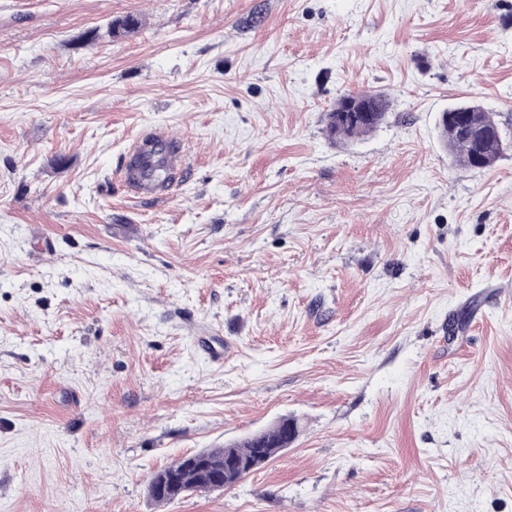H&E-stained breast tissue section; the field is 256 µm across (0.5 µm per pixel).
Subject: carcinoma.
Wrapping results in <instances>:
<instances>
[{"label": "carcinoma", "mask_w": 512, "mask_h": 512, "mask_svg": "<svg viewBox=\"0 0 512 512\" xmlns=\"http://www.w3.org/2000/svg\"><path fill=\"white\" fill-rule=\"evenodd\" d=\"M142 24L141 18L128 15L112 21L110 29L115 35L136 31ZM353 96L366 101L374 112L375 120L365 121L352 116L346 106L347 95H342L326 115V134L329 139L349 143L362 139L375 132L386 118L391 102L386 94L376 91H357ZM464 107L458 103L441 114L439 133L442 144L463 167L477 169L478 158L485 160L486 166H491L500 155L512 147V135L503 131L495 122L492 114L479 109L481 123L493 131L492 136L482 138L469 136L462 132L451 114ZM288 424L286 418L279 420L269 429L245 437L244 439L226 445L222 448L202 450L194 456H184L169 466L156 472L151 478L147 491L149 498L164 504L181 498L193 492H208V474L190 466L191 458L199 462L228 463L230 461L244 468L258 469L263 464L274 459L280 452L288 448Z\"/></svg>", "instance_id": "1"}]
</instances>
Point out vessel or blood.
<instances>
[{
  "label": "vessel or blood",
  "instance_id": "vessel-or-blood-1",
  "mask_svg": "<svg viewBox=\"0 0 512 512\" xmlns=\"http://www.w3.org/2000/svg\"><path fill=\"white\" fill-rule=\"evenodd\" d=\"M176 138L168 130L157 128L129 147L118 176L125 187L139 195L152 194L156 185L186 171L185 153L173 150Z\"/></svg>",
  "mask_w": 512,
  "mask_h": 512
}]
</instances>
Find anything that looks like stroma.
Wrapping results in <instances>:
<instances>
[{
  "instance_id": "obj_1",
  "label": "stroma",
  "mask_w": 512,
  "mask_h": 512,
  "mask_svg": "<svg viewBox=\"0 0 512 512\" xmlns=\"http://www.w3.org/2000/svg\"><path fill=\"white\" fill-rule=\"evenodd\" d=\"M467 100L512 129V0H0V512H512V149L455 161ZM154 127L193 162L138 197ZM353 95L366 101L376 117L373 121L353 118L346 106V99ZM391 102L386 94L376 91L349 92L339 97L326 115V134L329 139L349 143L362 139L375 132L386 118ZM288 424L293 425L294 436L296 426L288 418H283L259 434L247 436L238 442L225 445L224 448L196 452L194 456L197 463L207 461L226 465L229 461H233L245 469L253 468L252 472H254L288 448L292 439L288 440ZM190 456H184L169 466L156 472L151 478L147 491L149 498L158 504L171 502L193 492H210L208 474L204 470H196L190 467ZM163 478L168 481L167 488L163 492H157L154 485Z\"/></svg>"
}]
</instances>
